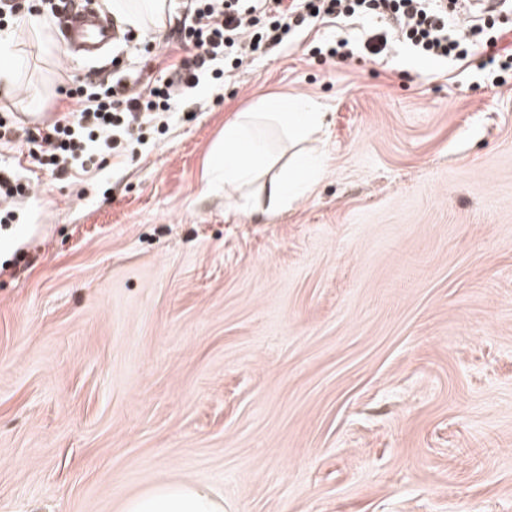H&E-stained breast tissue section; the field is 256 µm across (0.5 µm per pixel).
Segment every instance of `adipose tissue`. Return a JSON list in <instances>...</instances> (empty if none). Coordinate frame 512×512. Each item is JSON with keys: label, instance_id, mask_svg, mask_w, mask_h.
I'll return each mask as SVG.
<instances>
[{"label": "adipose tissue", "instance_id": "obj_1", "mask_svg": "<svg viewBox=\"0 0 512 512\" xmlns=\"http://www.w3.org/2000/svg\"><path fill=\"white\" fill-rule=\"evenodd\" d=\"M170 8L169 0H109L108 9L119 22L135 28L159 26ZM323 113L307 103H287L269 97L255 111L236 115L224 125V136L213 147L204 170V180L211 190H240L273 161L267 130L278 129L307 137L322 126ZM312 162L296 157L290 171L267 179L255 196L248 212L268 215L286 210L297 198ZM123 512H224L223 503L207 489L183 482L156 485L147 494L130 498Z\"/></svg>", "mask_w": 512, "mask_h": 512}]
</instances>
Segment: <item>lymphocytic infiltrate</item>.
I'll return each mask as SVG.
<instances>
[{
    "mask_svg": "<svg viewBox=\"0 0 512 512\" xmlns=\"http://www.w3.org/2000/svg\"><path fill=\"white\" fill-rule=\"evenodd\" d=\"M190 21L181 31L187 52L166 65L160 79L131 91L121 72L69 88L67 116L38 131V163L66 173L84 155L96 151L123 156L133 152L147 130L161 125L168 112L185 102L201 78L219 81L225 60L242 65L245 57L282 45L291 32L316 15L349 17L362 12L381 18L384 31L364 43L380 55L389 35L405 38L423 57L465 60L481 28L451 31L447 7L437 0H190Z\"/></svg>",
    "mask_w": 512,
    "mask_h": 512,
    "instance_id": "lymphocytic-infiltrate-1",
    "label": "lymphocytic infiltrate"
}]
</instances>
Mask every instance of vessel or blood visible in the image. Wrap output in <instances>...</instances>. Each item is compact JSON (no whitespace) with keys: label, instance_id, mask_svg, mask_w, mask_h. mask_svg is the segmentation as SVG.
<instances>
[{"label":"vessel or blood","instance_id":"1","mask_svg":"<svg viewBox=\"0 0 512 512\" xmlns=\"http://www.w3.org/2000/svg\"><path fill=\"white\" fill-rule=\"evenodd\" d=\"M61 29L64 49L87 58L99 57L116 37L111 22L97 9L88 7L67 14Z\"/></svg>","mask_w":512,"mask_h":512}]
</instances>
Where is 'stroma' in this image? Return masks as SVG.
<instances>
[{"instance_id":"stroma-1","label":"stroma","mask_w":512,"mask_h":512,"mask_svg":"<svg viewBox=\"0 0 512 512\" xmlns=\"http://www.w3.org/2000/svg\"><path fill=\"white\" fill-rule=\"evenodd\" d=\"M312 20L203 88L131 156L57 176L0 141L31 187L0 238V512H121L167 481L224 512H512V80ZM0 85L13 112L137 64L44 52ZM318 104L322 156L288 211L247 216L202 181L235 113Z\"/></svg>"}]
</instances>
